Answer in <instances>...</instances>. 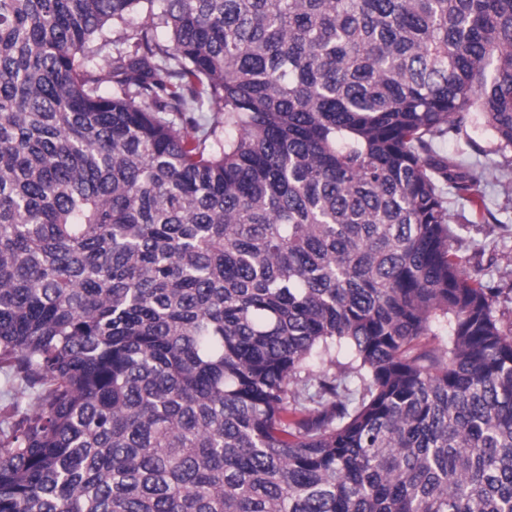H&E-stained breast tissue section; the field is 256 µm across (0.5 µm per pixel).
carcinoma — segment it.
I'll return each instance as SVG.
<instances>
[{
    "label": "carcinoma",
    "mask_w": 512,
    "mask_h": 512,
    "mask_svg": "<svg viewBox=\"0 0 512 512\" xmlns=\"http://www.w3.org/2000/svg\"><path fill=\"white\" fill-rule=\"evenodd\" d=\"M476 125L512 0H0V512H512ZM470 134L480 147V152L467 145L463 139L452 136H446L436 141L437 151L448 156L463 159L468 164L485 163L488 159L502 163L504 158L497 153V145L494 139L484 131L473 132Z\"/></svg>",
    "instance_id": "1"
}]
</instances>
